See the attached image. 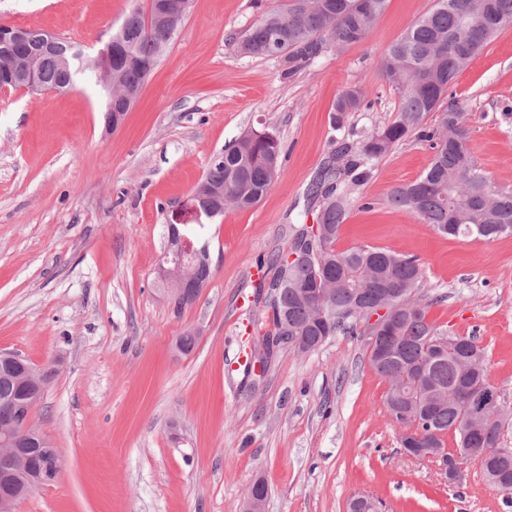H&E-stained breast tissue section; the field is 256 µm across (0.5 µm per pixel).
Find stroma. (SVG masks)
Instances as JSON below:
<instances>
[{
    "label": "stroma",
    "instance_id": "1",
    "mask_svg": "<svg viewBox=\"0 0 512 512\" xmlns=\"http://www.w3.org/2000/svg\"><path fill=\"white\" fill-rule=\"evenodd\" d=\"M280 0H192L122 127L105 132L106 92L81 78L66 92L0 93V350L57 372L32 413L61 459L57 479L15 512H242L255 479L266 512H346L354 496L382 512H512L476 468L448 486L438 467L405 457L384 404L386 380L365 338L342 333L318 350L285 349L264 374L237 363L269 324L253 302L260 257L303 219L305 191L344 134L330 107L345 89L370 106L354 130L394 121L399 98L380 59L434 0H388L368 38L285 75L280 60L239 42ZM149 0H0V21L102 48ZM469 110V149L512 190V28L448 90ZM249 130L283 153L264 199L210 219L213 276L174 310L156 267L164 226L213 157ZM433 158L412 137L380 161L336 242L421 260L429 321L473 336L507 418L512 448V236L491 242L437 232L388 204ZM196 348L181 354L185 331Z\"/></svg>",
    "mask_w": 512,
    "mask_h": 512
}]
</instances>
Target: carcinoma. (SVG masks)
Masks as SVG:
<instances>
[{"label":"carcinoma","instance_id":"carcinoma-1","mask_svg":"<svg viewBox=\"0 0 512 512\" xmlns=\"http://www.w3.org/2000/svg\"><path fill=\"white\" fill-rule=\"evenodd\" d=\"M387 0H285L265 13L240 42L241 51L257 57L281 56L293 74L312 64L330 49L364 41ZM512 25V0H435L433 7L412 23L379 61L382 78L399 97L396 119L382 127L350 131L352 142L336 148L315 174L307 189V211L322 227L315 237L307 224L290 227L285 247L260 259L264 276L256 284L266 291L262 307L271 311V329L258 337L252 357L266 366L263 355L272 336H293L300 347L316 350L324 337L342 332L349 336H383L390 350L371 368L385 378L387 409L394 415L408 401L420 411L414 435L418 443L445 445L451 433L457 447L468 449L464 460L481 463L479 472L495 490L512 487V448H503V420L495 407L476 410L493 393L487 369L480 368L484 349L473 336H448L428 321L429 304L419 294L421 267L415 256L382 248L354 246L336 250V240L361 186L374 176L379 162L415 134L431 143L430 166L416 180L393 187L392 205L411 212L438 232L463 239L491 241L512 235V191L497 189L475 163L469 147L467 111L446 99L457 75L492 41ZM169 23L135 8L126 16L121 45L144 63L156 64L169 47ZM59 51L44 54L35 64L40 87L56 89L75 84L78 76L95 73L86 56ZM28 49L15 47L0 53V72L24 70ZM142 69H115L112 83L137 85L146 81ZM367 93L345 90L332 107L336 129L344 127L351 112L360 109ZM437 113L438 128L424 121ZM280 144L266 132H249L217 155L197 186L220 203V210H245L268 193L280 169ZM299 253L293 261L288 256ZM391 294L401 312L374 330L359 317L374 311Z\"/></svg>","mask_w":512,"mask_h":512}]
</instances>
